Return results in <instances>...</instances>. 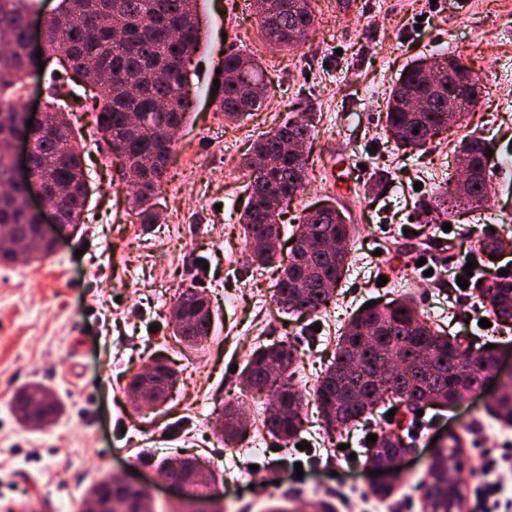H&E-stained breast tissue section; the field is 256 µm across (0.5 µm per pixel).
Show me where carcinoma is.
I'll use <instances>...</instances> for the list:
<instances>
[{
  "label": "carcinoma",
  "instance_id": "carcinoma-1",
  "mask_svg": "<svg viewBox=\"0 0 512 512\" xmlns=\"http://www.w3.org/2000/svg\"><path fill=\"white\" fill-rule=\"evenodd\" d=\"M35 0H0V263L17 257L43 259L54 252L50 241L32 246L37 219L27 209L23 188L14 180L10 159L15 137L27 133L21 100L27 79L39 63L56 59L62 68L51 73L49 87L53 101L48 126L33 133V174L48 191L47 203L58 209L61 222L73 232L80 230L82 216L91 196L86 180L82 150L70 113L55 106L67 98L62 89L69 74L82 75L84 82L98 88L102 101L91 107L92 123L112 143V155L135 175L129 182L130 198L147 224L158 218L154 200L158 196L167 165L191 100L187 87V63L202 40L198 0H60L45 21V45L41 58L29 51ZM260 32L267 43L284 51L298 48L315 24L311 0H254ZM439 69L428 60L404 70L386 102L385 131L404 152L426 149L436 138L458 123L447 102L434 99L426 112L407 109L405 96L425 92L422 65ZM457 77L458 94L466 95L473 72L457 59H450ZM222 82L217 94L224 116L237 119L261 107L268 84L260 62L251 54L232 53L224 57ZM139 113V125L128 123ZM310 120L287 122L267 133L243 159V168L259 176L249 179L248 200L240 215L250 264H276L280 269L275 297L293 309L318 312L327 306L332 290L345 271L352 225L333 206L307 209L293 233L288 257L268 243L272 234L268 209L280 201L289 204L305 186L308 159L285 151L283 145L305 143L310 138ZM457 159L465 164L470 181L455 186L436 200L448 210V196L471 207L489 201L485 188L493 159L479 138L463 142ZM497 319H512V296L504 300L481 291ZM181 319L173 325L174 335L188 343L209 336L212 311L208 297L197 288H186L176 298ZM293 353L284 343L256 350L243 370V387L266 393L275 411L267 417L270 435L284 441L297 436L301 428L299 409L302 392L288 382L287 371ZM497 362L496 353H475L463 349L452 338L430 324L405 300L360 310L338 338L333 362L317 382L313 400L330 429L343 428L361 418L379 401L392 397L414 400L413 408L425 404L446 406L460 401L468 392L480 389L487 373ZM155 389L152 399H164V386L175 372L164 361L153 367ZM19 421L29 428H44L59 417L62 406L42 384L29 383L14 395ZM496 420L512 425V380L488 408ZM224 443L235 442L246 432L237 410L224 405ZM378 451L370 458L376 465L390 463L404 451L403 438L393 431L381 434ZM464 448L451 434L445 458L456 461L452 473L460 472ZM179 475L190 485L208 487L215 483L211 472L194 457L178 459ZM448 476L428 472L423 483L424 498L435 505L448 504ZM109 497L118 512H153L152 501L126 486L114 485Z\"/></svg>",
  "mask_w": 512,
  "mask_h": 512
}]
</instances>
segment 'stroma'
Returning a JSON list of instances; mask_svg holds the SVG:
<instances>
[{"label":"stroma","mask_w":512,"mask_h":512,"mask_svg":"<svg viewBox=\"0 0 512 512\" xmlns=\"http://www.w3.org/2000/svg\"><path fill=\"white\" fill-rule=\"evenodd\" d=\"M312 7L316 22L305 43L286 52L264 42L253 0H200L203 38L188 66L193 110L157 199L158 223L130 210L115 158L101 151L94 127L80 125L93 194L79 233L44 260L0 264V512H79L88 488L108 475L136 479L157 512H177L164 465L185 456L223 471L200 502L208 512H267L283 503L303 512L313 501L330 512H425L432 438H462L471 483L483 452L512 443V427L488 413V391L399 418L381 403L331 432L308 404L297 439L281 443L264 427L271 412L264 394L243 390L248 356L285 341L296 355L289 382L311 391L348 319L369 301L400 297L471 349L493 347L512 372V325L496 323L490 333L453 317L447 282L420 280L416 266L424 255L454 271L474 261L492 281L512 262V251L491 260L477 245L512 237V0H312ZM232 52L260 58L271 80L264 106L233 122L213 93L216 70ZM448 56L477 73L475 108L447 139L399 151L384 132L391 86L415 61ZM301 114L312 121L308 174L303 193L278 217L279 249L289 252L307 208L336 205L354 226L348 267L316 313L277 304V271L246 265L238 223L249 182L241 158ZM471 135L496 160L489 201L433 208L437 189L457 179L456 148ZM447 223L466 235L463 247L436 246L433 236ZM187 288L204 290L213 312L209 336L194 348L172 334V306ZM158 356L176 382L153 410L135 408L127 384ZM31 382L64 405L60 420L40 431L22 426L13 409L15 392ZM228 401L240 404L248 427L231 448L216 421ZM421 413L433 423L415 436ZM396 427L408 448L397 481L337 451L346 436ZM387 481L391 492L376 494L374 485Z\"/></svg>","instance_id":"stroma-1"}]
</instances>
